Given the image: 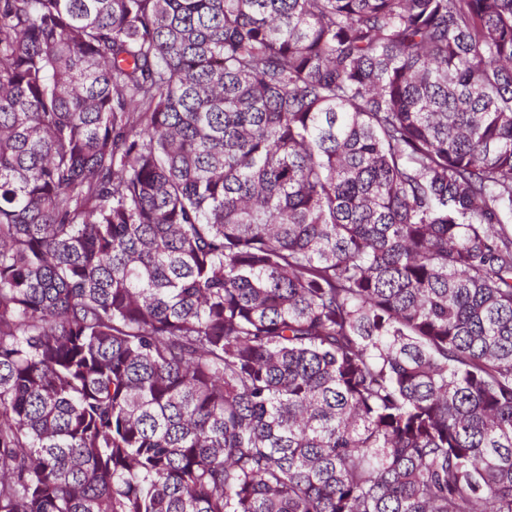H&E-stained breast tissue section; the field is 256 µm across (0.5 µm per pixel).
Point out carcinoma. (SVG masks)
I'll list each match as a JSON object with an SVG mask.
<instances>
[{"instance_id": "carcinoma-1", "label": "carcinoma", "mask_w": 512, "mask_h": 512, "mask_svg": "<svg viewBox=\"0 0 512 512\" xmlns=\"http://www.w3.org/2000/svg\"><path fill=\"white\" fill-rule=\"evenodd\" d=\"M0 512H512V0H0Z\"/></svg>"}]
</instances>
